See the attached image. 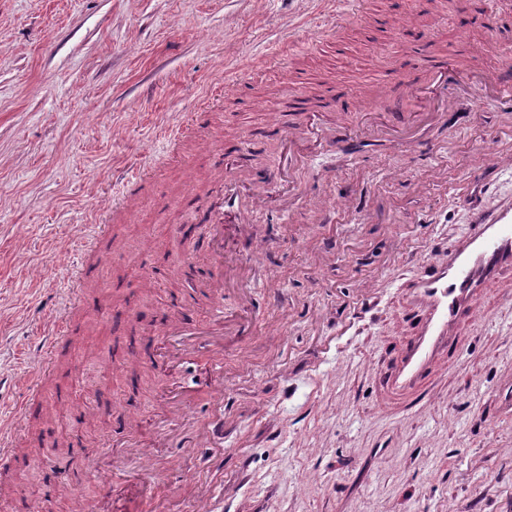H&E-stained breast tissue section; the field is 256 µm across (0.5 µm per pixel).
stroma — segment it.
<instances>
[{
  "mask_svg": "<svg viewBox=\"0 0 512 512\" xmlns=\"http://www.w3.org/2000/svg\"><path fill=\"white\" fill-rule=\"evenodd\" d=\"M361 10L340 24L308 0H0V378L16 381L0 388V418L36 405L13 437L21 467L0 471V512L99 498L84 461L111 462L118 404L136 403L152 429L164 372L144 345L169 309L211 316L197 201L221 151L245 137L272 166L288 145L270 120L288 104L315 111L330 90L397 105L430 61L478 75L512 44V0H362ZM403 17L414 29L395 28ZM291 31L295 47L276 51ZM228 79L238 92H225ZM451 97L413 146L307 141L306 166L272 189L248 232L225 224L253 323L228 342L224 368L248 352L260 386L224 389L229 512H512V453L498 445L512 422L487 419L512 379L511 276L481 296L426 402L382 384L413 332L401 299L423 257H443L475 216L512 200V165L479 168L471 154L499 140L503 103ZM204 107V128L170 145ZM434 167L473 178L445 193L414 188ZM391 171L404 181L386 182ZM138 174L135 211L115 217L113 197ZM326 193L355 194L375 219L320 223ZM360 271L371 276L365 301L323 360L320 338L342 310L336 286ZM63 310L66 346L41 368L32 349ZM174 375L205 419L214 372L194 358ZM154 454L161 492L178 488L186 512L181 435L166 433Z\"/></svg>",
  "mask_w": 512,
  "mask_h": 512,
  "instance_id": "35a3bbf8",
  "label": "stroma"
}]
</instances>
